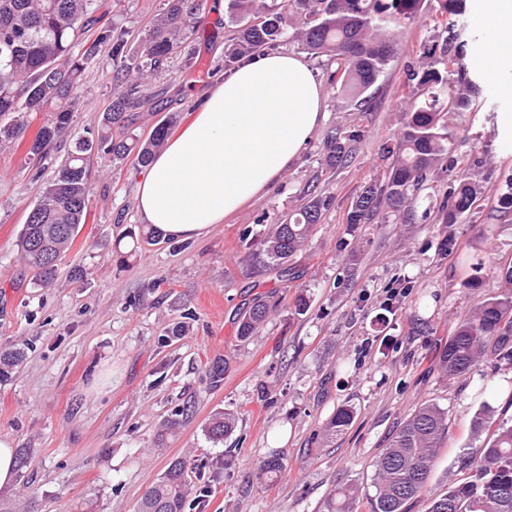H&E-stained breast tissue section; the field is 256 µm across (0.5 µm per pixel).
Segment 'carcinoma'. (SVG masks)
<instances>
[{
	"label": "carcinoma",
	"mask_w": 512,
	"mask_h": 512,
	"mask_svg": "<svg viewBox=\"0 0 512 512\" xmlns=\"http://www.w3.org/2000/svg\"><path fill=\"white\" fill-rule=\"evenodd\" d=\"M435 2L434 34L423 46L430 65L405 69L411 105L401 114L395 137L382 145L384 168L351 198L345 221L346 234L354 239L362 225L386 223L391 217L401 224L431 220L450 228L474 223L483 212L497 221L512 217V176L486 206L477 174L490 146L477 138L467 142L446 119L450 112H468L475 121L492 120V115L477 112L479 86L462 64L467 43L460 39L456 21L466 0ZM203 5L204 0H162L138 47L136 63L130 59L128 32L99 25L100 0H0V117L12 116L0 126V144L24 138L29 115L51 113L27 151L34 179L43 176V160L70 130L80 105L76 88L87 65L98 56L112 59L114 93L97 130L72 139L67 159L43 183L17 234L15 250L36 285L53 283L60 261L85 224L91 155L103 153L119 163L130 159L134 168L143 169L165 146L179 115L166 111L151 81L180 56L185 71L197 63L192 36L202 23ZM424 5L425 0H228L224 73L260 53L295 43L310 57L325 60L332 67L330 83L365 112L372 104L371 89L397 53L393 33L411 24ZM161 111L164 119L144 134L143 114ZM362 137L363 130L355 125L331 128L322 165L335 171L348 167L354 144ZM305 196L299 209L266 232L247 231L242 238L265 266L290 280L298 278L290 258L305 247L332 203V196L315 186ZM497 276L501 291L450 329L439 355L448 377H465L486 356L512 363V263L500 266ZM276 307L268 295L253 298L238 317L237 336L255 335ZM22 360L19 349L0 353V380ZM490 413L488 407L472 420L473 431L487 434V442L479 455L464 461L467 477L450 480L448 491L432 499L426 512H512V423L497 424ZM352 420V409H338L325 426V436L336 435ZM235 423L233 414L217 412L206 436L220 443ZM447 432V412L435 404H422L410 414L375 460L374 491L365 495L369 512H409ZM283 469L284 458L271 456L260 462L258 479L272 482ZM205 493L200 486L192 488L185 462L176 459L148 489L139 512H183L191 495ZM359 495L356 485L338 488L326 512H354Z\"/></svg>",
	"instance_id": "cac0c4a2"
}]
</instances>
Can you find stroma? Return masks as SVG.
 I'll return each mask as SVG.
<instances>
[{"instance_id": "1", "label": "stroma", "mask_w": 512, "mask_h": 512, "mask_svg": "<svg viewBox=\"0 0 512 512\" xmlns=\"http://www.w3.org/2000/svg\"><path fill=\"white\" fill-rule=\"evenodd\" d=\"M159 4L119 0L104 21L137 42ZM432 25L427 8L399 34L368 112L354 110L328 83L326 67L312 65L323 84L325 117L300 160L268 193L179 251L147 245L119 262L115 241L144 225L136 205L143 173L96 155L86 223L53 284L34 286L13 243L42 187L26 145L42 116H31L26 141L0 148V351H25L0 382V438L13 441L18 460L13 485L0 489V512H138L144 491L178 457L190 480L210 490L204 503L189 500L186 512H326L337 487L370 488L372 464L397 428L417 406L433 403L448 411V434L422 498L410 508L425 512L446 491L448 472L485 445L471 429L474 415L488 406L495 419H512V363L487 359L460 380L438 368L449 328L498 292L495 268L512 262V223L456 225V246L446 254L438 250L440 225L364 226L353 284L341 283L350 198L382 168L379 149L396 133L407 102L404 67L420 60ZM195 46L202 63L193 74L174 66L154 81L184 123L224 79L217 0H205ZM479 88L493 122L473 126L463 113L454 123L459 133L489 142L492 159L481 175L492 189L512 174V129L505 126L512 99L487 77L480 76ZM112 93V63L97 57L77 89L71 134L95 129ZM342 124L360 126L364 136L349 166L332 171L321 163L324 137ZM310 185L334 203L294 261L298 278L277 277L239 237L297 210ZM473 259L484 263L477 288L466 285ZM77 265L87 277H72ZM397 278L411 288L388 314L383 305ZM267 292L279 296L278 308L257 335L241 340L237 313ZM180 321L182 335H169ZM187 401L192 418L157 442ZM343 406L354 409L353 422L323 442V427ZM219 411L234 414L237 424L215 444L205 428ZM274 453L288 465L275 483L259 484L256 468Z\"/></svg>"}]
</instances>
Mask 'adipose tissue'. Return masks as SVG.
Returning <instances> with one entry per match:
<instances>
[{"mask_svg":"<svg viewBox=\"0 0 512 512\" xmlns=\"http://www.w3.org/2000/svg\"><path fill=\"white\" fill-rule=\"evenodd\" d=\"M324 93L298 56L240 65L168 139L137 188L146 224L195 239L266 193L324 118Z\"/></svg>","mask_w":512,"mask_h":512,"instance_id":"adipose-tissue-1","label":"adipose tissue"}]
</instances>
